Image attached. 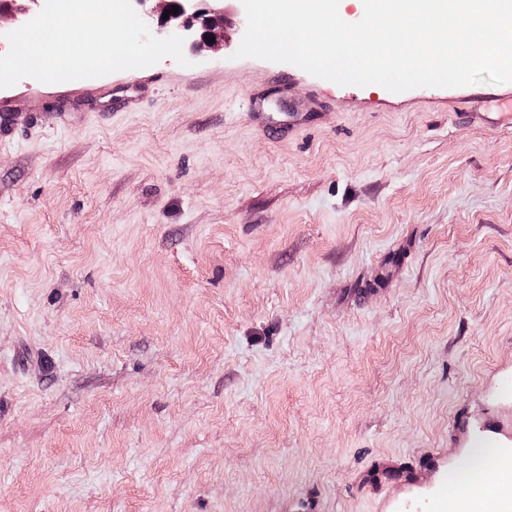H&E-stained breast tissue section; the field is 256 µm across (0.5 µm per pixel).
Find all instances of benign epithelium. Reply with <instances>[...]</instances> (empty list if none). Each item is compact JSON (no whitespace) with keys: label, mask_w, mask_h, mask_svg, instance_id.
<instances>
[{"label":"benign epithelium","mask_w":512,"mask_h":512,"mask_svg":"<svg viewBox=\"0 0 512 512\" xmlns=\"http://www.w3.org/2000/svg\"><path fill=\"white\" fill-rule=\"evenodd\" d=\"M142 8L150 32L161 37L179 35L186 41L206 48L224 43V9L208 0H131ZM178 6V14L163 18L164 10ZM44 7V0H0V20H21L26 24ZM214 42H209V38Z\"/></svg>","instance_id":"1"}]
</instances>
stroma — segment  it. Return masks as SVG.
Wrapping results in <instances>:
<instances>
[{"instance_id":"obj_1","label":"stroma","mask_w":512,"mask_h":512,"mask_svg":"<svg viewBox=\"0 0 512 512\" xmlns=\"http://www.w3.org/2000/svg\"><path fill=\"white\" fill-rule=\"evenodd\" d=\"M223 5L187 65L0 88V512L466 505L512 438V83L239 59Z\"/></svg>"}]
</instances>
